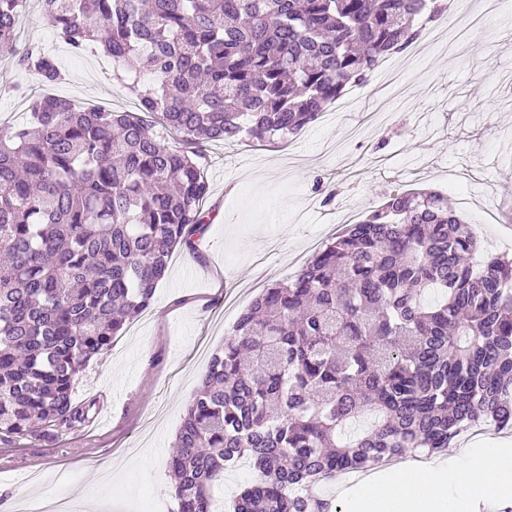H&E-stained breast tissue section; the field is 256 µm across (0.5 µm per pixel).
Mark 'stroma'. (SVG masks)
Segmentation results:
<instances>
[{"label":"stroma","mask_w":512,"mask_h":512,"mask_svg":"<svg viewBox=\"0 0 512 512\" xmlns=\"http://www.w3.org/2000/svg\"><path fill=\"white\" fill-rule=\"evenodd\" d=\"M20 28L65 75L53 95L134 110L110 59L73 53L36 6ZM393 64L354 87L352 108L328 106L327 121L287 142L205 144L212 221L202 244L173 251L150 307L77 376L84 423L0 439V491L23 503L51 490L72 512H169V456L213 351L264 288L291 279L385 195L439 190L484 252L512 256V212L497 211L512 184V8L484 15L459 55L424 37ZM21 92L43 89L1 61L0 126L27 121Z\"/></svg>","instance_id":"35a3bbf8"}]
</instances>
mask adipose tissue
I'll return each instance as SVG.
<instances>
[{
  "mask_svg": "<svg viewBox=\"0 0 512 512\" xmlns=\"http://www.w3.org/2000/svg\"><path fill=\"white\" fill-rule=\"evenodd\" d=\"M353 512H492L512 501V452L478 444L448 458L420 451L398 465L340 479Z\"/></svg>",
  "mask_w": 512,
  "mask_h": 512,
  "instance_id": "obj_1",
  "label": "adipose tissue"
}]
</instances>
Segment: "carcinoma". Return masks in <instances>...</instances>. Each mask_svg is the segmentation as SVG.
Here are the masks:
<instances>
[{
	"instance_id": "carcinoma-1",
	"label": "carcinoma",
	"mask_w": 512,
	"mask_h": 512,
	"mask_svg": "<svg viewBox=\"0 0 512 512\" xmlns=\"http://www.w3.org/2000/svg\"><path fill=\"white\" fill-rule=\"evenodd\" d=\"M27 0H0V57ZM69 48L112 60L135 111L30 103L0 129V437L84 422L75 378L147 308L204 224L206 141L283 140L407 49L437 0H41ZM179 135L172 149L157 129ZM374 416L368 427L356 423ZM512 428V259L481 254L448 196H386L293 277L260 294L213 353L176 434L174 512H332L314 487L440 453L465 429ZM253 479V469L247 460H242L235 467L229 468L224 472V484L216 491L217 496L224 499L223 508L229 510L230 501L240 487L249 483Z\"/></svg>"
}]
</instances>
